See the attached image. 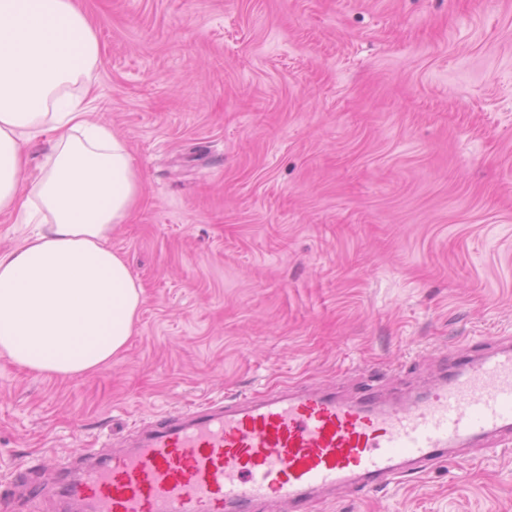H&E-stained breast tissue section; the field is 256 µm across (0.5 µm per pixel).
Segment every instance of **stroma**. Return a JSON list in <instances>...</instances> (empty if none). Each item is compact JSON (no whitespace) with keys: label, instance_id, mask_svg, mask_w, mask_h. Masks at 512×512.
<instances>
[{"label":"stroma","instance_id":"obj_1","mask_svg":"<svg viewBox=\"0 0 512 512\" xmlns=\"http://www.w3.org/2000/svg\"><path fill=\"white\" fill-rule=\"evenodd\" d=\"M84 8L92 117L141 177L110 245L143 303L93 372L0 357L7 512H54L58 458L131 447L161 417L289 385L407 399L512 336V0ZM317 512H512V448Z\"/></svg>","mask_w":512,"mask_h":512}]
</instances>
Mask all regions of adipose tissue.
<instances>
[{
  "instance_id": "ef3b65f1",
  "label": "adipose tissue",
  "mask_w": 512,
  "mask_h": 512,
  "mask_svg": "<svg viewBox=\"0 0 512 512\" xmlns=\"http://www.w3.org/2000/svg\"><path fill=\"white\" fill-rule=\"evenodd\" d=\"M97 36L79 0H0V213L32 210L34 233L0 252V355L76 377L133 336L141 287L108 242L141 183L125 141L92 118ZM47 160L24 177L25 151Z\"/></svg>"
}]
</instances>
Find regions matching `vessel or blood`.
<instances>
[{
  "label": "vessel or blood",
  "mask_w": 512,
  "mask_h": 512,
  "mask_svg": "<svg viewBox=\"0 0 512 512\" xmlns=\"http://www.w3.org/2000/svg\"><path fill=\"white\" fill-rule=\"evenodd\" d=\"M512 443V341L454 358L445 380L387 408L369 387L354 399L329 390L270 392L187 419L152 423L136 447L66 477L63 499L86 512H256L278 502L313 512L316 493L373 489L493 439Z\"/></svg>",
  "instance_id": "obj_1"
}]
</instances>
